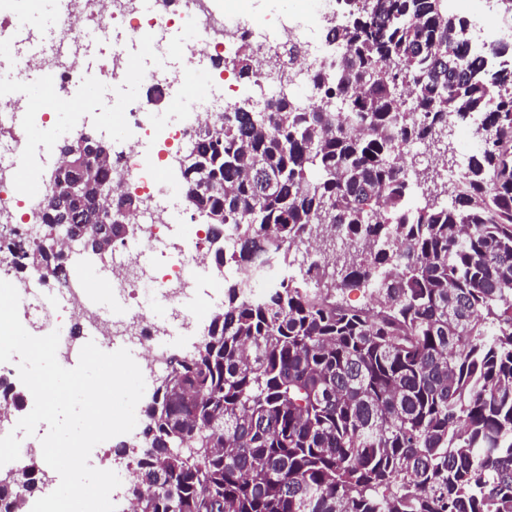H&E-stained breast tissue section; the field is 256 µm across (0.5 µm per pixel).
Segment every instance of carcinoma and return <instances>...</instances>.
<instances>
[{"label":"carcinoma","instance_id":"cac0c4a2","mask_svg":"<svg viewBox=\"0 0 512 512\" xmlns=\"http://www.w3.org/2000/svg\"><path fill=\"white\" fill-rule=\"evenodd\" d=\"M344 48L308 108L233 105L187 146L181 180L209 244L292 266L316 250L330 291L301 272L249 297L224 285L203 342L171 358L143 410L132 512H512V70L489 71L448 0H345ZM231 65L256 70L241 47ZM480 116L451 202L403 168L453 122ZM97 171L112 143L84 134ZM36 235L0 236L17 264L58 273L64 233L110 229L96 189L67 193ZM373 281L364 307L336 291ZM0 512H20L36 472Z\"/></svg>","mask_w":512,"mask_h":512}]
</instances>
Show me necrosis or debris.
Here are the masks:
<instances>
[{"label":"necrosis or debris","mask_w":512,"mask_h":512,"mask_svg":"<svg viewBox=\"0 0 512 512\" xmlns=\"http://www.w3.org/2000/svg\"><path fill=\"white\" fill-rule=\"evenodd\" d=\"M230 0H62L55 13L58 44L51 52L37 51L19 41H1L0 52L12 58L8 81L20 80L29 69L42 70L58 95H67L80 76L71 54H86L92 47L112 45L101 55V74L122 75L127 54L122 45L142 42L148 58L140 68L139 83L160 102L186 96L187 86L199 80L211 96V103L191 108L179 120L164 109L149 110L132 95L125 100V133L121 148L112 154V173L124 194L135 198L139 210L135 229L112 248V264L106 278L113 293L137 302V309L122 319H111L88 300L85 282L69 277L59 279L44 272L20 275L14 255L0 251V279L12 283L20 297L19 310L25 324L41 334L59 332L57 360L73 368L72 350L78 333L91 332L104 341L122 339L137 345L144 354L141 371L151 379L166 368L169 356L161 344L173 324L194 327L202 312L192 301L198 286L196 270L204 266L208 228L191 224L189 202L177 209L160 203L161 195L182 196L180 182L160 183L170 173L183 144L215 117L216 107L239 91L238 74L230 64L239 46H247L256 60L260 76L252 83L261 101L282 96L309 107L320 92L313 80L317 71H328L332 61L323 45L328 27L342 18L340 0H289L286 9L260 16H246L230 8ZM471 17V46L485 50L512 36V15L499 0H459ZM12 98L0 95V146L8 159L0 158V222L13 226L19 235L33 233L39 222L41 199L23 194L13 179L17 165L28 163L27 130L45 126L51 139H66L70 133L52 125L45 112H30L24 123H16ZM173 256L161 266L148 260V253ZM283 269L274 263L228 264L224 279H234L260 294L281 279ZM152 293L165 309L164 316L151 317L139 301Z\"/></svg>","instance_id":"1"}]
</instances>
